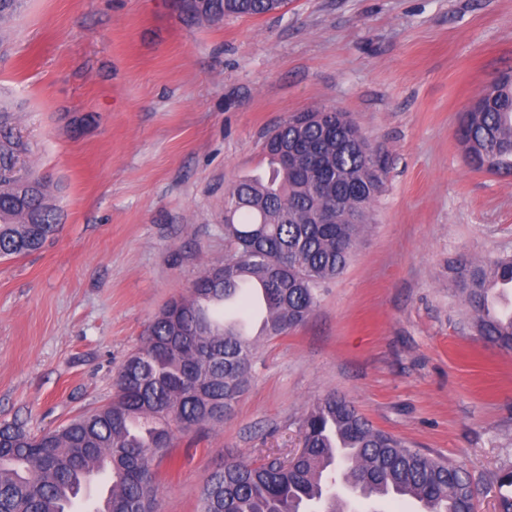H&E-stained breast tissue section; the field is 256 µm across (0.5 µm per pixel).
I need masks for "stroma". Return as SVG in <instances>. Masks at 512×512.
<instances>
[{"mask_svg":"<svg viewBox=\"0 0 512 512\" xmlns=\"http://www.w3.org/2000/svg\"><path fill=\"white\" fill-rule=\"evenodd\" d=\"M10 26L0 89L62 230L0 261V422L39 434L108 402L154 315L223 264L224 199L268 177L267 134L335 107L389 156L369 228L308 320L260 343L231 415L156 460L161 512H197L224 463L294 454L330 394L462 465L495 512L512 352L476 336L448 268L512 255V175L472 169L457 137L512 71V0H288L200 24L182 0H27Z\"/></svg>","mask_w":512,"mask_h":512,"instance_id":"35a3bbf8","label":"stroma"}]
</instances>
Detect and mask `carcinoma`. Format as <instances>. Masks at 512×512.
<instances>
[{"instance_id":"obj_1","label":"carcinoma","mask_w":512,"mask_h":512,"mask_svg":"<svg viewBox=\"0 0 512 512\" xmlns=\"http://www.w3.org/2000/svg\"><path fill=\"white\" fill-rule=\"evenodd\" d=\"M26 0H0L4 24ZM287 0H184L197 21L254 17ZM14 105L0 99V258L42 249L61 230L47 182L17 177L25 145L12 134ZM459 139L473 168L512 174V75L461 115ZM297 149L294 162L280 163ZM268 179L236 183L224 201V264L205 270L188 294L169 301L121 365L112 399L40 435L0 424V512H71L86 475L107 462L104 505L93 512H160L155 459L175 433L224 421L247 390L260 341L301 326L323 285L340 275L364 236L388 168L350 115L332 107L297 112L267 136ZM336 222L327 224V210ZM449 283L488 344L512 351V316L487 308L489 286L512 285V257L461 262ZM260 285V333L225 316ZM302 448L288 463L267 455L229 462L207 475L198 512H338L341 484L352 499H414L425 512H475L472 480L460 465L409 447L373 427L349 401L329 395L304 414ZM496 512H512V468L497 476Z\"/></svg>"}]
</instances>
